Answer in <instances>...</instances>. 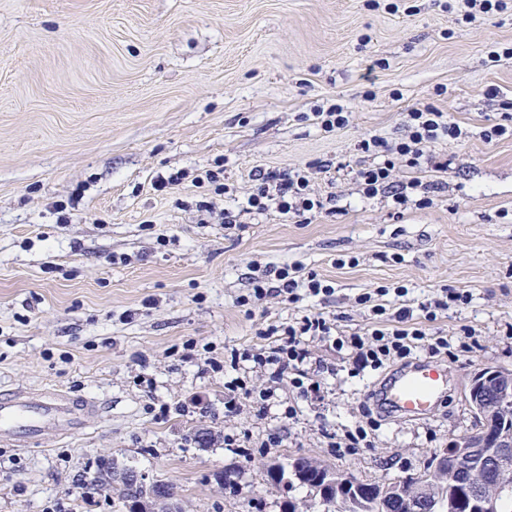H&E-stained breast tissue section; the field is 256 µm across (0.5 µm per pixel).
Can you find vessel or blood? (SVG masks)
I'll return each instance as SVG.
<instances>
[{"label":"vessel or blood","instance_id":"1","mask_svg":"<svg viewBox=\"0 0 512 512\" xmlns=\"http://www.w3.org/2000/svg\"><path fill=\"white\" fill-rule=\"evenodd\" d=\"M448 394V368L420 360L384 379L378 402L388 412L411 419L432 415ZM101 403L78 400L60 391L16 389L0 394V441L24 448L45 434L63 437L81 432L89 417L102 415Z\"/></svg>","mask_w":512,"mask_h":512}]
</instances>
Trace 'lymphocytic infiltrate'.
Here are the masks:
<instances>
[{
  "instance_id": "lymphocytic-infiltrate-1",
  "label": "lymphocytic infiltrate",
  "mask_w": 512,
  "mask_h": 512,
  "mask_svg": "<svg viewBox=\"0 0 512 512\" xmlns=\"http://www.w3.org/2000/svg\"><path fill=\"white\" fill-rule=\"evenodd\" d=\"M504 111L498 123L481 128L480 132L461 125L452 113L427 104L410 109L403 120L401 137L391 140L376 132L366 133L357 143L364 164L354 169V180L361 197H382L393 216L399 217L411 208L425 209L433 203V186L418 179L399 180L397 167L419 171L428 167L447 171L448 165L436 161L431 151L438 143L461 144L473 136L484 142L512 137V98L501 99ZM333 163L322 160L306 166L288 169L258 168L251 174L252 187L246 194H238L234 185L221 182L218 172L206 171V179L214 183L217 194L234 198V206L216 209L214 202L202 201L201 212H218L225 229L241 224L244 216L275 212L294 224H308L323 214H330V198L322 196L314 187V176L332 169ZM250 294L239 296V306L249 305L251 299L274 297L286 304H297L309 299L329 301L336 293L332 282L305 270L300 264L251 265L247 274ZM469 292L441 287L431 297L411 302L407 286H383L358 296L357 302L368 307L372 316L370 325L346 333L340 331L336 316L321 311L305 310L288 321H267L258 333L266 347L243 352L232 351V373L224 380V414L240 415L251 407L257 413L267 414L275 404L279 384L288 383L297 400L277 412V423L269 428L264 447L277 448L283 442L286 424L298 416V402L319 394L324 369H308L309 343L319 340L330 343L337 351L349 352L352 357L351 376L376 371L393 362H408L418 350L430 355L447 354V337L435 335L433 324L438 317L454 306L467 304ZM261 373L266 386H256L252 373ZM274 410V409H273ZM362 419L343 434H329V447L353 453L373 445V438L381 426V419L368 402L359 406Z\"/></svg>"
}]
</instances>
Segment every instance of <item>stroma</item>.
<instances>
[{"label": "stroma", "instance_id": "1", "mask_svg": "<svg viewBox=\"0 0 512 512\" xmlns=\"http://www.w3.org/2000/svg\"><path fill=\"white\" fill-rule=\"evenodd\" d=\"M0 0V391L61 390L103 402V417L32 448L0 443V512H120L94 489L104 464L169 484L181 512H324L306 488L271 471L308 457L362 480L423 469L474 423L475 373L512 371V138L438 145L450 160L430 208L389 215L362 199L349 168L319 175L338 213L309 224L250 216L229 234L197 201L196 182L224 165L248 192L258 167L314 159L360 164L357 141L402 132V114L432 102L472 129L495 123L512 95V0L468 23L441 0ZM340 102L350 125L325 134L305 121ZM184 172L156 190L158 176ZM357 257L338 266L337 258ZM299 263L332 281L322 309L351 332L368 318L358 294L393 283L424 298L468 291L438 331L472 347L445 357L449 395L425 419L387 416L373 447L329 448L323 431L353 428L377 381L352 378L348 357L309 344L335 367L321 399L302 404L281 447L261 442L272 415L224 414V350L261 347V319L295 306L268 298L252 312L249 262ZM239 445H224L225 433Z\"/></svg>", "mask_w": 512, "mask_h": 512}]
</instances>
